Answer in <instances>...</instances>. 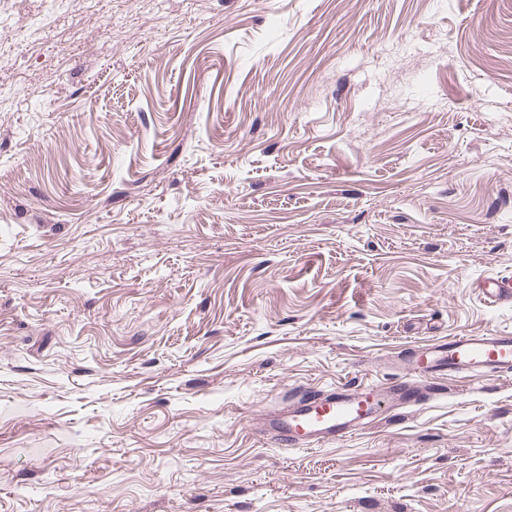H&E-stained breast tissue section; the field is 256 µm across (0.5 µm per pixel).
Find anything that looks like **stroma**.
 I'll return each instance as SVG.
<instances>
[{
	"label": "stroma",
	"instance_id": "35a3bbf8",
	"mask_svg": "<svg viewBox=\"0 0 512 512\" xmlns=\"http://www.w3.org/2000/svg\"><path fill=\"white\" fill-rule=\"evenodd\" d=\"M490 277L512 0H0V512H512V379L255 432L512 335ZM410 377L393 386L327 391L303 389L292 402L267 411L256 433L277 446L315 447L340 440L377 420L389 403L407 410L422 405L432 391L428 379L447 367L461 379L485 373L512 374V336L471 333L414 346L402 357Z\"/></svg>",
	"mask_w": 512,
	"mask_h": 512
}]
</instances>
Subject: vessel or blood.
I'll return each mask as SVG.
<instances>
[{
	"label": "vessel or blood",
	"instance_id": "vessel-or-blood-1",
	"mask_svg": "<svg viewBox=\"0 0 512 512\" xmlns=\"http://www.w3.org/2000/svg\"><path fill=\"white\" fill-rule=\"evenodd\" d=\"M408 376L373 391L344 388L327 391L305 389L292 402L267 411L257 434L278 446H321L358 431L377 420L389 404L412 408L430 397L429 379L441 370L460 378L485 373L512 374V336L471 333L449 337L409 349L402 358Z\"/></svg>",
	"mask_w": 512,
	"mask_h": 512
}]
</instances>
